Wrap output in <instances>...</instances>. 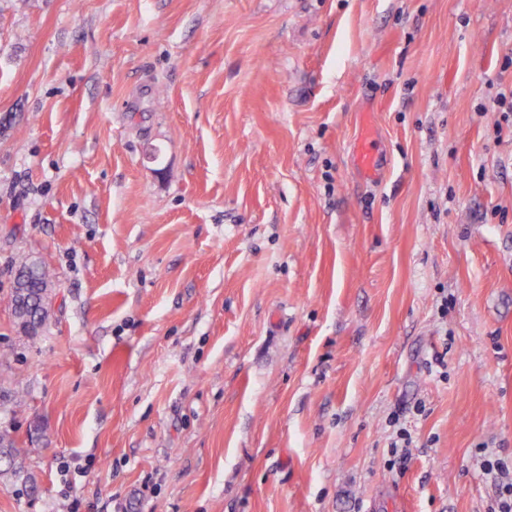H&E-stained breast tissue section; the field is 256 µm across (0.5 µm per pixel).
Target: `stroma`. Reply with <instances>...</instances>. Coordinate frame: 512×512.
Returning <instances> with one entry per match:
<instances>
[{
	"label": "stroma",
	"mask_w": 512,
	"mask_h": 512,
	"mask_svg": "<svg viewBox=\"0 0 512 512\" xmlns=\"http://www.w3.org/2000/svg\"><path fill=\"white\" fill-rule=\"evenodd\" d=\"M510 86L512 0H0V512H494ZM16 269L26 276L27 288H13L6 300L17 332L33 337L36 331L29 335L25 328L29 325L35 330L42 322V313L50 308L53 293L46 288L51 283L50 272L44 263L27 256L20 259ZM0 478L29 490L37 487L35 474L25 466L20 448H16L14 438L6 429L0 430Z\"/></svg>",
	"instance_id": "stroma-1"
}]
</instances>
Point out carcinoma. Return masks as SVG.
<instances>
[{
  "label": "carcinoma",
  "mask_w": 512,
  "mask_h": 512,
  "mask_svg": "<svg viewBox=\"0 0 512 512\" xmlns=\"http://www.w3.org/2000/svg\"><path fill=\"white\" fill-rule=\"evenodd\" d=\"M16 269L26 276L27 287L12 289L7 304L17 332L26 337V326L36 328L42 322V313L50 308L53 293L48 285L51 278L44 263L26 256L20 259ZM0 478L29 490L37 487L35 474L25 466L21 450L16 448L7 429L0 430Z\"/></svg>",
  "instance_id": "1"
}]
</instances>
